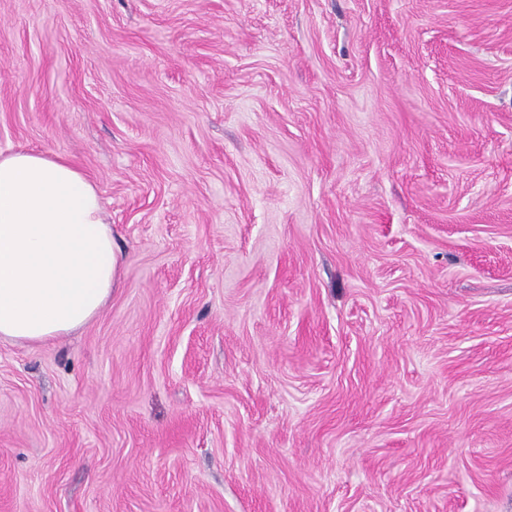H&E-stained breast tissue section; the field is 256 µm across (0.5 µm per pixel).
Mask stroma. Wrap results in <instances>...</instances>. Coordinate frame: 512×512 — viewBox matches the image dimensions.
I'll list each match as a JSON object with an SVG mask.
<instances>
[{
  "label": "stroma",
  "mask_w": 512,
  "mask_h": 512,
  "mask_svg": "<svg viewBox=\"0 0 512 512\" xmlns=\"http://www.w3.org/2000/svg\"><path fill=\"white\" fill-rule=\"evenodd\" d=\"M0 150L123 258L0 512H512V0H0Z\"/></svg>",
  "instance_id": "stroma-1"
}]
</instances>
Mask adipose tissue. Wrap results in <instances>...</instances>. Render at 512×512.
Wrapping results in <instances>:
<instances>
[{"instance_id":"1","label":"adipose tissue","mask_w":512,"mask_h":512,"mask_svg":"<svg viewBox=\"0 0 512 512\" xmlns=\"http://www.w3.org/2000/svg\"><path fill=\"white\" fill-rule=\"evenodd\" d=\"M121 277L112 224L87 176L62 158L0 152V341L70 335Z\"/></svg>"}]
</instances>
